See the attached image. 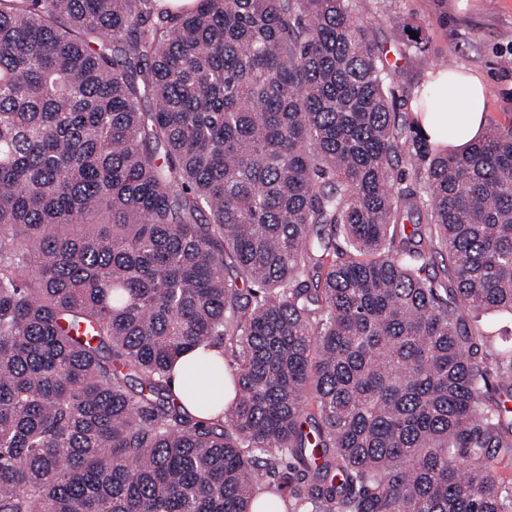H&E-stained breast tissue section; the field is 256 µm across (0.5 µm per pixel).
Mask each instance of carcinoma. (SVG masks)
Returning a JSON list of instances; mask_svg holds the SVG:
<instances>
[{"label":"carcinoma","instance_id":"obj_1","mask_svg":"<svg viewBox=\"0 0 512 512\" xmlns=\"http://www.w3.org/2000/svg\"><path fill=\"white\" fill-rule=\"evenodd\" d=\"M155 2L0 0V512H512V124L433 149L354 0ZM471 321L480 324L486 331L490 332L491 347L496 352L501 347H512V317L507 313L487 312L472 314ZM201 350L202 348L195 349L180 356L176 364V369L170 379V387L172 392L183 402L190 414L204 420H209L216 417V411L214 409H208L205 405L196 400L193 395V389L200 386L206 389L210 395L220 392H222L223 395V384H216L215 382L206 383L202 379H199L193 381L191 385L190 380L185 374L186 370L196 363L199 358L197 352ZM184 362V366L178 368V366Z\"/></svg>","mask_w":512,"mask_h":512}]
</instances>
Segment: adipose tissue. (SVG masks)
<instances>
[{
  "label": "adipose tissue",
  "instance_id": "1",
  "mask_svg": "<svg viewBox=\"0 0 512 512\" xmlns=\"http://www.w3.org/2000/svg\"><path fill=\"white\" fill-rule=\"evenodd\" d=\"M419 96L433 103L430 109L415 110L414 117L434 148L464 145L485 124V84L478 75L456 70L433 73Z\"/></svg>",
  "mask_w": 512,
  "mask_h": 512
}]
</instances>
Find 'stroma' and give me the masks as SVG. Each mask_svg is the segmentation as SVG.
Masks as SVG:
<instances>
[{"instance_id": "obj_1", "label": "stroma", "mask_w": 512, "mask_h": 512, "mask_svg": "<svg viewBox=\"0 0 512 512\" xmlns=\"http://www.w3.org/2000/svg\"><path fill=\"white\" fill-rule=\"evenodd\" d=\"M355 14L394 71L399 115L412 117L417 90L446 67L482 76L488 123L512 124V0H355ZM400 23L420 27L419 42Z\"/></svg>"}]
</instances>
